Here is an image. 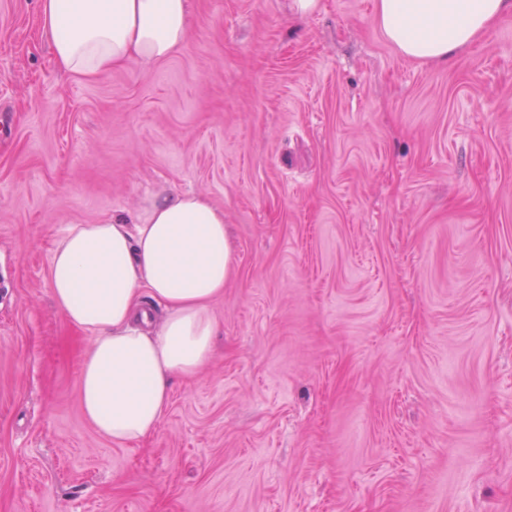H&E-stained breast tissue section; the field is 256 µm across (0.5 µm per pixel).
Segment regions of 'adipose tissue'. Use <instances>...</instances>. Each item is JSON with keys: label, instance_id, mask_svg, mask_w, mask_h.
I'll return each instance as SVG.
<instances>
[{"label": "adipose tissue", "instance_id": "adipose-tissue-1", "mask_svg": "<svg viewBox=\"0 0 512 512\" xmlns=\"http://www.w3.org/2000/svg\"><path fill=\"white\" fill-rule=\"evenodd\" d=\"M512 0H377L376 20L406 57L443 62L480 41ZM57 68L95 79L129 61L167 60L185 44L189 0H39ZM224 210L201 194L151 202L138 223L70 225L48 276L73 328L92 335L79 378L81 410L123 446L153 436L173 377L209 363L213 302L233 267Z\"/></svg>", "mask_w": 512, "mask_h": 512}]
</instances>
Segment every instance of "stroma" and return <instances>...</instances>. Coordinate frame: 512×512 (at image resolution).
<instances>
[{
    "mask_svg": "<svg viewBox=\"0 0 512 512\" xmlns=\"http://www.w3.org/2000/svg\"><path fill=\"white\" fill-rule=\"evenodd\" d=\"M374 10L190 0L171 58L87 81L0 0V512H512V15L443 64ZM182 192L235 254L216 351L119 447L52 251Z\"/></svg>",
    "mask_w": 512,
    "mask_h": 512,
    "instance_id": "35a3bbf8",
    "label": "stroma"
}]
</instances>
